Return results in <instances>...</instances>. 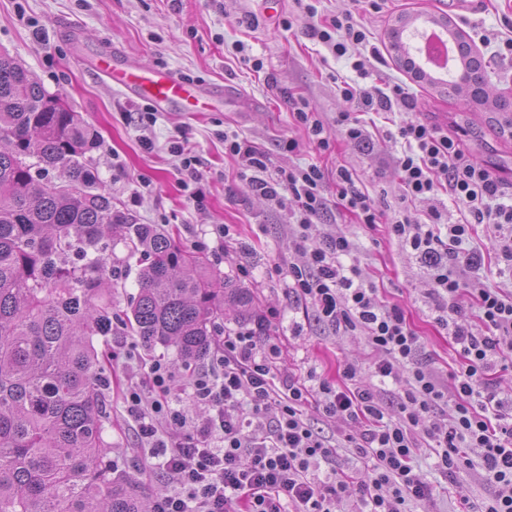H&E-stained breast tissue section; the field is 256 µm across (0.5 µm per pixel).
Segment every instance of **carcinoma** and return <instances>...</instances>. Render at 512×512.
I'll use <instances>...</instances> for the list:
<instances>
[{"mask_svg": "<svg viewBox=\"0 0 512 512\" xmlns=\"http://www.w3.org/2000/svg\"><path fill=\"white\" fill-rule=\"evenodd\" d=\"M415 22L402 18L391 32L403 67ZM424 22L446 29L460 61L446 79L421 78L451 96L461 93L456 74L478 73L472 96L484 98L486 65L464 31L447 15ZM96 140L62 94L0 54V512H152L112 468L95 341L119 316L145 348L171 347L189 363L210 351L224 305L253 318L249 289L215 286L202 257L112 206L86 158ZM52 170L59 176L48 181ZM118 226L146 257L119 314L107 285Z\"/></svg>", "mask_w": 512, "mask_h": 512, "instance_id": "obj_1", "label": "carcinoma"}]
</instances>
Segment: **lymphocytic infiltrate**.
I'll use <instances>...</instances> for the list:
<instances>
[{
  "label": "lymphocytic infiltrate",
  "instance_id": "f902f5d3",
  "mask_svg": "<svg viewBox=\"0 0 512 512\" xmlns=\"http://www.w3.org/2000/svg\"><path fill=\"white\" fill-rule=\"evenodd\" d=\"M310 32L352 79L336 83L346 108L336 125L359 148L375 138L363 112L411 108L397 82H377L384 57L372 34L352 13L321 17L307 0ZM296 122L320 151L331 147L328 127L309 102L285 93ZM380 138L401 144L392 157L402 207L386 215L358 185L354 168L336 169V198L323 191L318 164L270 172L265 151L225 131L224 153L239 161L248 191L278 206L295 202L289 231L306 265L289 264L288 294L311 304L316 320L334 335H362L374 356L367 365L345 363L340 382L281 370V342L268 336L269 318L225 331L206 371L192 375L182 395L171 393L176 370L152 360L144 378L129 384L121 403L137 434L139 451L175 488L153 512H416L435 502V489L415 460L428 450L445 480L464 468L494 487L492 498H461L459 512H512V395L501 372L512 368V293L482 285L487 252L475 245L484 225L497 255V278L512 282V191L464 150L457 135L421 119H408ZM447 202H440V194ZM433 203L426 220L408 210ZM353 216L369 230L384 226L428 271L425 302L459 357L448 372L429 368L420 336L404 309L385 303L361 273L360 244L330 228L321 241L310 230L330 211ZM341 420L335 440L322 436L308 413ZM358 433L346 432V424ZM346 455L365 473L356 479L337 467Z\"/></svg>",
  "mask_w": 512,
  "mask_h": 512
}]
</instances>
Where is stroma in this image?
Masks as SVG:
<instances>
[{"instance_id":"35a3bbf8","label":"stroma","mask_w":512,"mask_h":512,"mask_svg":"<svg viewBox=\"0 0 512 512\" xmlns=\"http://www.w3.org/2000/svg\"><path fill=\"white\" fill-rule=\"evenodd\" d=\"M264 0H0V51H6L30 70L51 93H63L68 104L85 121L96 127L100 138L88 157L98 176L99 186L131 223L150 224L173 232L184 245L203 239L213 242L211 229L229 225L233 241L221 250L203 252L209 272L219 280L245 284L257 298L256 311L271 314V335L286 345L283 364L304 375L335 381L344 363L368 360L369 350L360 336H334L313 314L288 300V278L284 263L301 262L288 234L293 221L290 209L271 205L249 193L238 178V161L225 157L221 134L224 128L258 143L268 154L271 170L317 163L326 172L338 165L352 166L369 194L387 211L399 208L398 175L386 160L398 151L391 142L377 143L373 151L360 150L347 141L333 122L343 102L336 95V75H350L346 61L331 56L308 34L306 18L295 0H281V17L291 18L292 29L261 21L250 30L241 18L260 17ZM24 16H17V8ZM447 15L467 37L478 27L504 30L512 23V0H388L383 13L366 11L356 18L367 27L382 47L385 76L406 85L415 105L414 116L439 129H465V150L491 171L512 167V132L503 122H512V112L491 115L486 105L469 102L465 96H448L417 81L400 69L388 42V32L400 14ZM39 22L45 41H38L31 27ZM243 42L249 55L261 58L262 72H254L233 49ZM122 48L141 64L166 67L177 75L212 87L230 86L236 96L223 108L185 117L177 112H161L154 125L137 123L145 105L115 91L82 63V56L97 53L107 45ZM275 76L286 87L308 100L311 107L331 123L332 148L319 153L298 125L286 101L266 85ZM185 130L190 146L201 159L202 201L190 198L181 186L183 175L168 142L177 130ZM152 140L145 150L142 139ZM299 144L288 152V140ZM339 227L365 242L359 261L365 279L378 288L385 300L401 304L424 342L431 366L448 371L454 354L448 337L432 322L423 302L425 276L397 242L384 231L371 232L362 225L341 218ZM112 263L123 275L112 288V305L125 308L137 292L139 256L132 252L121 233L112 237ZM248 267L251 278L242 281L239 269ZM128 330L114 327L111 335L99 338L103 352V375L111 376L107 394L111 415L103 437L111 455H133L134 430L120 407L121 393L128 379L138 378L142 363L151 357L177 363L174 349L156 347L146 353L136 346L133 359H113L121 345L134 344ZM421 477L437 484L438 512H448L451 500L466 496L481 500L492 489L477 474L461 470L453 485L443 486L427 456L417 459Z\"/></svg>"}]
</instances>
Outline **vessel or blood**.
I'll use <instances>...</instances> for the list:
<instances>
[{
	"label": "vessel or blood",
	"instance_id": "obj_1",
	"mask_svg": "<svg viewBox=\"0 0 512 512\" xmlns=\"http://www.w3.org/2000/svg\"><path fill=\"white\" fill-rule=\"evenodd\" d=\"M91 69L114 89L160 112H203L222 106L226 96L225 91L204 88L167 68L142 65L116 50L95 54Z\"/></svg>",
	"mask_w": 512,
	"mask_h": 512
}]
</instances>
